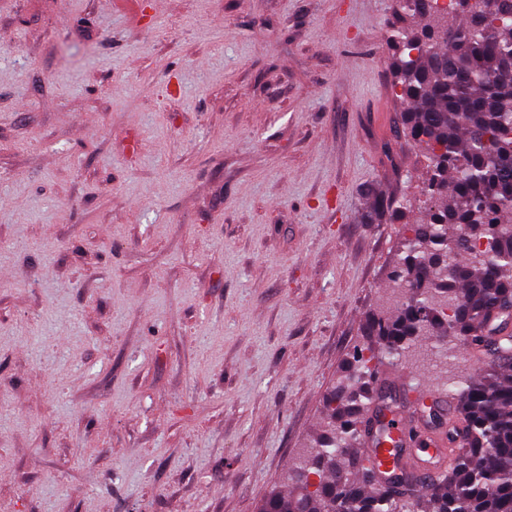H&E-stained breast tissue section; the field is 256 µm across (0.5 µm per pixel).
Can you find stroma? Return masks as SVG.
<instances>
[{
	"label": "stroma",
	"instance_id": "1",
	"mask_svg": "<svg viewBox=\"0 0 512 512\" xmlns=\"http://www.w3.org/2000/svg\"><path fill=\"white\" fill-rule=\"evenodd\" d=\"M145 2L0 0L8 512H256L423 212L390 0ZM402 209H405L400 204L393 200L385 199L383 197H375L373 202L371 203L369 209L364 214L365 223H374L379 224V222L385 217L387 214L391 216H398L403 213Z\"/></svg>",
	"mask_w": 512,
	"mask_h": 512
}]
</instances>
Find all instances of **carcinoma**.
Segmentation results:
<instances>
[{"label": "carcinoma", "instance_id": "carcinoma-1", "mask_svg": "<svg viewBox=\"0 0 512 512\" xmlns=\"http://www.w3.org/2000/svg\"><path fill=\"white\" fill-rule=\"evenodd\" d=\"M391 0L394 85L405 106V136L427 160L424 218L410 228L392 275L402 300L367 317L364 335L389 358L418 338L472 339L480 372L448 384L461 448L421 494L393 485L363 465L365 412L385 392L369 380L356 352L327 397L319 433L289 473H315L313 491L272 492L261 512H512V351L489 323L512 315V0ZM403 206L373 199L364 214L378 223ZM344 481H338V474Z\"/></svg>", "mask_w": 512, "mask_h": 512}]
</instances>
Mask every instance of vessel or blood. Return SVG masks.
Segmentation results:
<instances>
[{"instance_id": "obj_1", "label": "vessel or blood", "mask_w": 512, "mask_h": 512, "mask_svg": "<svg viewBox=\"0 0 512 512\" xmlns=\"http://www.w3.org/2000/svg\"><path fill=\"white\" fill-rule=\"evenodd\" d=\"M445 399L417 398L414 406L384 411L381 437H369L365 463L379 472L397 471L423 484L446 470L455 452L448 432L459 425L449 414L447 429L433 425L434 414L447 412Z\"/></svg>"}]
</instances>
